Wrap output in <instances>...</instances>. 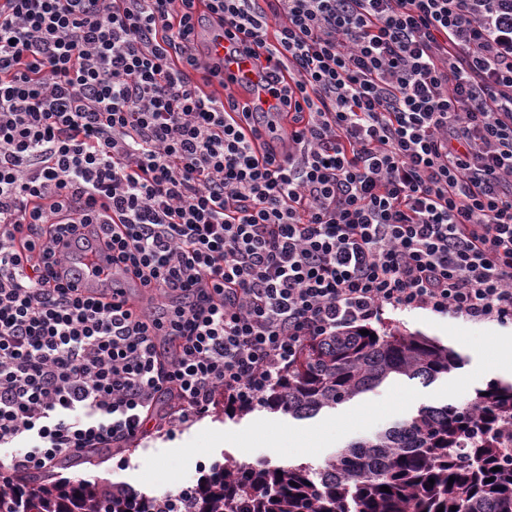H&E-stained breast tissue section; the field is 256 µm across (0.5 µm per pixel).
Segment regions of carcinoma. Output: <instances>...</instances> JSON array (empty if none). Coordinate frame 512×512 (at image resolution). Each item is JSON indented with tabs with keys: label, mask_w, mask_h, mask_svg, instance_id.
Returning a JSON list of instances; mask_svg holds the SVG:
<instances>
[{
	"label": "carcinoma",
	"mask_w": 512,
	"mask_h": 512,
	"mask_svg": "<svg viewBox=\"0 0 512 512\" xmlns=\"http://www.w3.org/2000/svg\"><path fill=\"white\" fill-rule=\"evenodd\" d=\"M308 342L261 401L297 419L405 377L427 384L457 357L420 333L393 330ZM488 395H482V392ZM512 381L476 390L467 406H422L317 468L308 463L213 467L182 512H512ZM499 471L494 472L492 468ZM453 484H448L450 477ZM435 483H429V479ZM387 486L390 492L380 490ZM0 512H170L121 483L24 477L0 486Z\"/></svg>",
	"instance_id": "1"
}]
</instances>
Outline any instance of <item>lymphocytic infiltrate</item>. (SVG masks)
Here are the masks:
<instances>
[{"instance_id":"lymphocytic-infiltrate-1","label":"lymphocytic infiltrate","mask_w":512,"mask_h":512,"mask_svg":"<svg viewBox=\"0 0 512 512\" xmlns=\"http://www.w3.org/2000/svg\"><path fill=\"white\" fill-rule=\"evenodd\" d=\"M215 28L274 104L205 93ZM91 224L175 305L51 284ZM388 308L512 322V0H0L1 480L257 403Z\"/></svg>"}]
</instances>
